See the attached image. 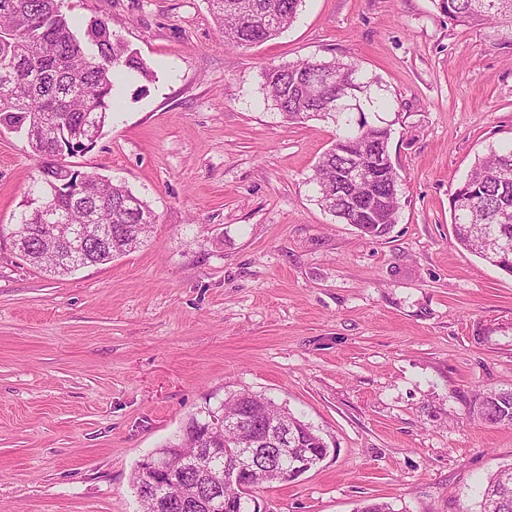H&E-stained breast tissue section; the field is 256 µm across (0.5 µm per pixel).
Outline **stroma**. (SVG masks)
<instances>
[{
  "instance_id": "1",
  "label": "stroma",
  "mask_w": 512,
  "mask_h": 512,
  "mask_svg": "<svg viewBox=\"0 0 512 512\" xmlns=\"http://www.w3.org/2000/svg\"><path fill=\"white\" fill-rule=\"evenodd\" d=\"M106 18L153 68L76 170L121 179L152 240L56 276L10 233L37 176L0 133V512H141L131 475L184 421L247 390L329 446L256 496L270 512H479L512 464V426L471 416L512 389V275L457 245L449 196L512 143V28H467L444 0H304L248 47L208 0H65ZM340 58L392 101L396 224L380 237L324 212L309 178L334 129L284 122L270 65Z\"/></svg>"
}]
</instances>
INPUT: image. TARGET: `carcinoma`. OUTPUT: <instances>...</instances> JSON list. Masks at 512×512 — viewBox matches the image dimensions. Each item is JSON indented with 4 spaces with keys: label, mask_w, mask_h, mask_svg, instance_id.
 <instances>
[{
    "label": "carcinoma",
    "mask_w": 512,
    "mask_h": 512,
    "mask_svg": "<svg viewBox=\"0 0 512 512\" xmlns=\"http://www.w3.org/2000/svg\"><path fill=\"white\" fill-rule=\"evenodd\" d=\"M303 0H209L218 32L225 44L246 47L279 36L296 19ZM448 18L467 27L496 28L512 24V0H448ZM135 73L144 81L154 78L148 63L117 36L104 18L75 29L63 0H0V129L22 135L37 161L38 176L30 190L43 210L28 208L13 232L14 246L33 265L57 276L71 273V264L56 252V241L69 225L95 224L102 231L99 243L83 250L77 262L100 265L135 251L147 242L156 215L149 204L125 182L96 173H79L66 158L75 157L87 144L93 118L110 119L114 108L115 79ZM356 93L366 112L384 114L392 104L359 68L351 72ZM266 94L282 117L297 124L329 121L335 139L313 168L316 201L331 215L344 214L348 205L361 208L356 221L360 232L378 237L397 223L401 178L388 153L391 129L380 124L366 128L355 109L333 110L339 87L325 79L318 62L306 60L271 65L262 72ZM355 162L375 172L372 194L363 196L353 182L343 179ZM459 188L474 205L450 206L457 244L484 256L486 242L496 239L506 251L500 269L512 274V145L492 149L475 162ZM480 419L489 424H512V389L489 392L475 402ZM224 416L262 423L288 425L301 439L300 448L275 460L257 457L258 467L286 466L292 456L326 445L311 424L288 408L246 390L224 398ZM201 414L189 416L167 448H239L245 433L224 429L203 439L198 433ZM205 464L183 474V493L204 494ZM479 512H512V465L494 474L482 490Z\"/></svg>",
    "instance_id": "cac0c4a2"
}]
</instances>
